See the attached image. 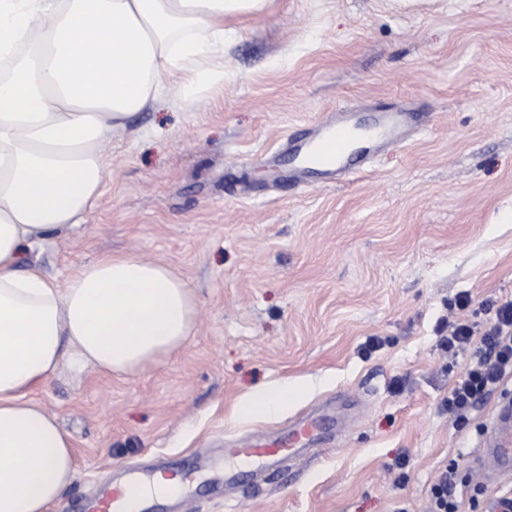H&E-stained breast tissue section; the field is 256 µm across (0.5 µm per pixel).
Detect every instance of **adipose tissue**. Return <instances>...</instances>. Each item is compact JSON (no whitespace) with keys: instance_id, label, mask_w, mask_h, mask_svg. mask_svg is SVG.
<instances>
[{"instance_id":"adipose-tissue-1","label":"adipose tissue","mask_w":512,"mask_h":512,"mask_svg":"<svg viewBox=\"0 0 512 512\" xmlns=\"http://www.w3.org/2000/svg\"><path fill=\"white\" fill-rule=\"evenodd\" d=\"M270 0H0V512H49L76 457L32 398L63 368L118 377L192 336L197 299L130 254L65 287L19 266L26 245L83 224L109 174L103 144L169 80L185 102L224 82V23Z\"/></svg>"}]
</instances>
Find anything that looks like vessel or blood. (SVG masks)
<instances>
[{
    "label": "vessel or blood",
    "mask_w": 512,
    "mask_h": 512,
    "mask_svg": "<svg viewBox=\"0 0 512 512\" xmlns=\"http://www.w3.org/2000/svg\"><path fill=\"white\" fill-rule=\"evenodd\" d=\"M420 116L415 112H386L376 119L367 138L375 146H391L405 139L408 129L417 127ZM359 123L351 112H329L315 122L304 137L288 139L285 153L291 158L288 179L298 185L315 183L332 185L350 177L354 172L356 153L354 133ZM316 439L312 424H301L287 443L264 440L247 448L227 449L224 456V479H238L243 465L271 463L290 456L292 451H303ZM483 451L475 464L478 467L512 475V399L500 404L493 418V427L481 439ZM152 474H134L129 483L111 479L99 481L100 491L94 502V512H126L127 484L144 486Z\"/></svg>",
    "instance_id": "b4317fda"
}]
</instances>
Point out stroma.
<instances>
[{
    "label": "stroma",
    "instance_id": "35a3bbf8",
    "mask_svg": "<svg viewBox=\"0 0 512 512\" xmlns=\"http://www.w3.org/2000/svg\"><path fill=\"white\" fill-rule=\"evenodd\" d=\"M423 129L349 180L300 187L265 156L325 113L400 106ZM110 175L84 224L22 248L58 286L108 254L162 261L197 298L182 350L138 374L69 370L34 394L78 468L71 512L126 467L189 476L157 512H421L435 472L473 464L490 395L465 427L441 408L475 350L442 360L439 318L512 299V0H271L224 25V83L183 104L177 81L104 145ZM379 338L371 347V338ZM287 387L274 415L236 413ZM317 424L313 452L228 487L225 449ZM408 458L404 482L388 477Z\"/></svg>",
    "mask_w": 512,
    "mask_h": 512
}]
</instances>
